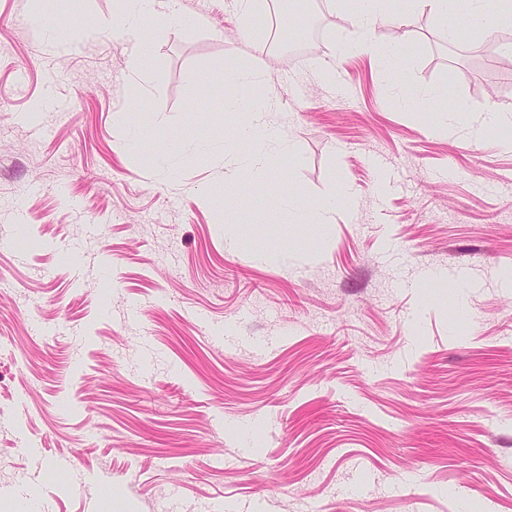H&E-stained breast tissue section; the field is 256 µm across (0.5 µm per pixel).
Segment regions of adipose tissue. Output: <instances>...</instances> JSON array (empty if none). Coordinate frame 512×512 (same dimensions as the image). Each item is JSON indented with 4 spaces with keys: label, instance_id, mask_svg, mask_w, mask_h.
<instances>
[{
    "label": "adipose tissue",
    "instance_id": "adipose-tissue-1",
    "mask_svg": "<svg viewBox=\"0 0 512 512\" xmlns=\"http://www.w3.org/2000/svg\"><path fill=\"white\" fill-rule=\"evenodd\" d=\"M388 0H339L344 10L352 14L354 30L343 41L339 54H369L377 57H395L401 50L400 44L393 43L386 48H377L371 40L370 32L379 22H394L395 17L387 9ZM419 7L429 9L433 14L458 20L457 26L449 27V37H456L458 26L483 33L487 27L481 0H414ZM159 0H119L118 13L112 20V30L122 44L131 45L133 60H141L148 52V43L144 37L145 22L157 14ZM260 64L232 67L225 71L224 82L232 87V95L226 96L225 106L240 112L243 122L236 128V138L249 142L248 150L237 153L236 173L224 180V231L229 246H236L247 233L248 227L242 224L235 210L234 202L238 196V171L245 170L254 175L269 173L276 156L293 154L294 145L284 126L270 123L267 115L272 110L269 99L239 97L238 91L256 85L262 78ZM348 196L347 189L332 192L313 202L303 201L297 193L280 196L281 207L288 213L292 224H332L341 202Z\"/></svg>",
    "mask_w": 512,
    "mask_h": 512
}]
</instances>
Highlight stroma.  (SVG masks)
<instances>
[{
  "mask_svg": "<svg viewBox=\"0 0 512 512\" xmlns=\"http://www.w3.org/2000/svg\"><path fill=\"white\" fill-rule=\"evenodd\" d=\"M45 2L0 0V512H512V72L484 38L407 10L371 31L387 70L336 56L335 0L276 54L269 0H175L136 66L92 32L115 0L56 30ZM256 59L296 157L242 184L231 251L224 71ZM342 182L335 223L275 209Z\"/></svg>",
  "mask_w": 512,
  "mask_h": 512,
  "instance_id": "obj_1",
  "label": "stroma"
}]
</instances>
